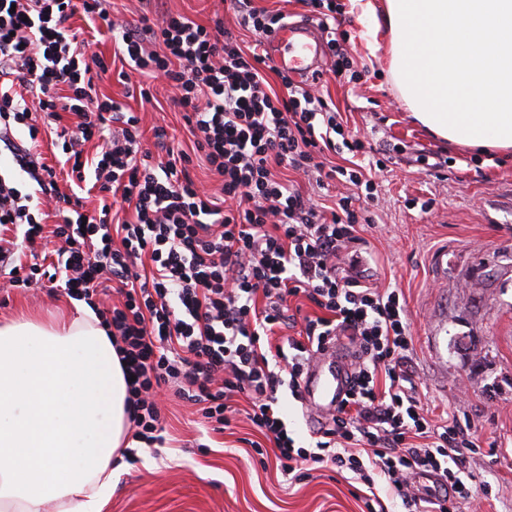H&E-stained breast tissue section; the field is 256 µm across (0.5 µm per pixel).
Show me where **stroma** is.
I'll return each instance as SVG.
<instances>
[{
	"label": "stroma",
	"mask_w": 512,
	"mask_h": 512,
	"mask_svg": "<svg viewBox=\"0 0 512 512\" xmlns=\"http://www.w3.org/2000/svg\"><path fill=\"white\" fill-rule=\"evenodd\" d=\"M340 2L342 47L360 77L347 82L326 72L323 93L345 133L384 162L372 172L374 199L335 188L372 218L359 229L357 271L369 283L402 290L419 391L435 416L455 417L475 441L465 452L466 470L476 484L492 487L481 512H512V155H478L434 140L413 123L388 80L384 53L365 49L351 0ZM107 7L131 21L169 12L204 25L219 13L242 48L256 39L220 0H109ZM98 91L139 114L144 146L163 123L176 145L190 149L165 82H157L151 104L108 77ZM436 162L441 171L433 170ZM417 198L432 200L431 210L414 207ZM68 300L62 291L11 287L0 273V320L52 312ZM159 406L164 447L135 443L114 469L103 512H367L372 495L384 512H406L385 484L367 489L347 470L321 468L300 481L283 474L274 454L255 452L261 436L245 419L206 432L195 406L169 387Z\"/></svg>",
	"instance_id": "1"
}]
</instances>
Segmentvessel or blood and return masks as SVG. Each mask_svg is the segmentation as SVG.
<instances>
[{
  "mask_svg": "<svg viewBox=\"0 0 512 512\" xmlns=\"http://www.w3.org/2000/svg\"><path fill=\"white\" fill-rule=\"evenodd\" d=\"M263 52L272 65L305 85L323 71L325 38L313 22H284L265 37ZM352 360V351L332 343L314 352L301 387L308 424L322 422L335 413L347 396Z\"/></svg>",
  "mask_w": 512,
  "mask_h": 512,
  "instance_id": "vessel-or-blood-1",
  "label": "vessel or blood"
}]
</instances>
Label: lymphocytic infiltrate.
<instances>
[{
    "label": "lymphocytic infiltrate",
    "instance_id": "lymphocytic-infiltrate-1",
    "mask_svg": "<svg viewBox=\"0 0 512 512\" xmlns=\"http://www.w3.org/2000/svg\"><path fill=\"white\" fill-rule=\"evenodd\" d=\"M102 2L0 0V144L37 185L25 193L0 175V272L14 287L62 289L94 309L130 378L138 441H164L153 399L161 386L197 405L217 433L230 426L231 400L242 395L247 422L272 444L283 473L303 464L346 469L370 487L384 481L408 505L410 474L432 471L447 488L427 496L423 512H454L456 499L472 493L462 451L473 442L457 421L429 416L408 368L413 338L402 293L366 285L356 273L362 217L351 197L325 212L279 173L314 176L320 187L342 182L373 198L362 142L345 138L318 88L282 72L274 90L262 54L244 52L223 22L209 28L167 13L132 24ZM302 2L327 33L334 74L346 75L351 64L331 24L339 0ZM79 12L114 37L118 82L136 74L174 89L191 150L175 149L163 125L153 128L152 150H141L138 115L97 91L110 65L73 29ZM38 112L75 118L57 134L74 192L60 191L56 170L40 159ZM21 127L30 146L13 139ZM90 141L89 157L81 147ZM343 148L351 165L319 163L324 151ZM156 150L166 163L151 165ZM198 157L220 177L223 205L192 177ZM86 182L118 195L127 216L112 217L107 203L86 213L76 192ZM47 210L58 219L50 227L42 221ZM53 240L56 262L40 263ZM291 297L319 310L296 337L283 334L296 320ZM340 335L357 343L350 393L311 446H298L282 418L280 389L298 394L311 352Z\"/></svg>",
    "mask_w": 512,
    "mask_h": 512
}]
</instances>
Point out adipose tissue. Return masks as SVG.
<instances>
[{
    "label": "adipose tissue",
    "instance_id": "adipose-tissue-1",
    "mask_svg": "<svg viewBox=\"0 0 512 512\" xmlns=\"http://www.w3.org/2000/svg\"><path fill=\"white\" fill-rule=\"evenodd\" d=\"M354 2L416 121L512 150V0ZM127 422L123 363L88 305L0 324V512H102Z\"/></svg>",
    "mask_w": 512,
    "mask_h": 512
}]
</instances>
